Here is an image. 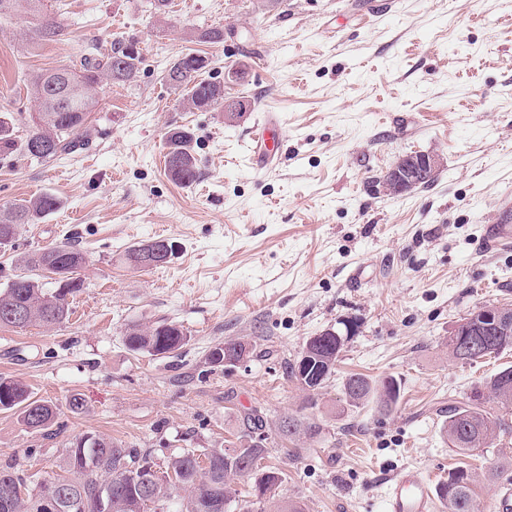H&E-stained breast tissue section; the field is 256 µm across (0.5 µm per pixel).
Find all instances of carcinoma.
I'll return each mask as SVG.
<instances>
[{
	"label": "carcinoma",
	"instance_id": "1",
	"mask_svg": "<svg viewBox=\"0 0 512 512\" xmlns=\"http://www.w3.org/2000/svg\"><path fill=\"white\" fill-rule=\"evenodd\" d=\"M46 0H0V26L8 25L13 17L24 12L31 18L35 39L57 42L68 34V24L62 7L45 5ZM204 59L189 52L175 59L167 73L169 83L187 88L185 107L224 111V85L202 78ZM140 52L115 47L108 54L98 53L92 45L76 49L70 64L54 71H40L30 76L37 112L25 137L15 135L16 113L0 108V139L9 141L8 154L30 160L46 161L76 154L89 146V125L97 101L95 90L107 79L115 83L130 80L138 71ZM191 133L175 127L168 131L165 163L176 162L169 170L170 179L180 185H190L200 176L197 158L191 146ZM58 208V200L50 194H41L29 200L0 207V238L16 236L18 226L33 224ZM85 262L76 245L65 242L44 247L29 254L20 273L14 275L7 287L0 291V326L24 329L33 324L51 327L62 323L69 315L66 295L79 292L83 282L78 271ZM25 313L26 323L12 320L11 314ZM187 342L183 326L163 322L146 329L132 327L127 331L125 344L132 351H146L152 355L174 354ZM512 348V327L506 333L493 328L481 336H463L454 331L448 337V353L462 362H476L486 356ZM343 346L330 340L308 360L303 356L289 364V377L299 387L315 392L323 389L335 369L327 361L339 360ZM346 401L354 407L374 404L383 412L392 411L400 399V384L393 378L376 381L361 374H351L343 383ZM44 410L41 430L50 437L56 418V409L45 401L31 396L21 383L0 378V409L17 410L20 420L29 424L31 406ZM512 407V366L501 369L485 382L484 390H477L465 401L448 407V418L443 423L449 447L458 453H470L493 445L496 429L501 427L497 411ZM242 445L244 462L224 457V449L212 448L205 453L209 466L200 465L195 451L188 450L170 457L167 467L173 469L176 485L191 491L180 512H202L208 503L213 512H224L230 501L231 487L224 483V474L255 476V486L267 481L271 485L282 482V475L262 465L268 448L263 442L266 422L255 411L243 417ZM280 433L288 438L298 435L317 442L322 428L316 423L304 424L288 417L280 425ZM151 462L135 448L98 435H86L70 447L64 470L70 476L63 481L80 490L86 499L96 497L104 488L109 492L108 512H127V503L138 492L139 479L148 474ZM474 476L466 469L448 474L440 484L439 494L448 512H474ZM0 512H36L34 497L26 488V479L17 460L0 462Z\"/></svg>",
	"mask_w": 512,
	"mask_h": 512
}]
</instances>
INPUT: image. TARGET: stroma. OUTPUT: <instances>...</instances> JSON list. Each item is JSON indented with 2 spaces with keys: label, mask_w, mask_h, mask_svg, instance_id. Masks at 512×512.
I'll return each instance as SVG.
<instances>
[{
  "label": "stroma",
  "mask_w": 512,
  "mask_h": 512,
  "mask_svg": "<svg viewBox=\"0 0 512 512\" xmlns=\"http://www.w3.org/2000/svg\"><path fill=\"white\" fill-rule=\"evenodd\" d=\"M73 39L102 52L135 42L142 62L121 84H103L89 151L49 162L0 160V205L49 193L59 207L20 225L0 255V289L28 253L75 242L85 254L82 290L68 320L0 327V377L58 410L45 437L0 411V460L18 458L30 492L62 476L76 439L100 435L150 454L239 447L242 417L260 410L267 465L283 474L278 500L305 512H383L387 482L402 467L442 481L457 467L476 478L475 512H492L512 481V409L500 410L494 445L468 457L448 446L450 404L512 365V350L473 363L448 354V338L477 307L512 308V248L484 250L512 192V0H170L165 17L147 0H65ZM220 27L218 44L195 31ZM18 14L0 28V97L26 132L31 73L69 62L71 41L36 45ZM196 51L208 76L245 65L226 94L252 108L187 110L166 81L170 64ZM275 112L279 165L252 168L255 119ZM193 135L200 177L165 171L166 133ZM442 165L432 183L403 195L379 180L401 155ZM175 242L172 260L127 265L131 246ZM359 329L317 395L288 376L307 340L337 320ZM184 327L179 355L129 350L131 326ZM247 362L211 368L227 340ZM352 373L400 378L397 407L350 406ZM83 407L68 409L72 395ZM313 421L320 442L281 440L283 416Z\"/></svg>",
  "instance_id": "stroma-1"
}]
</instances>
